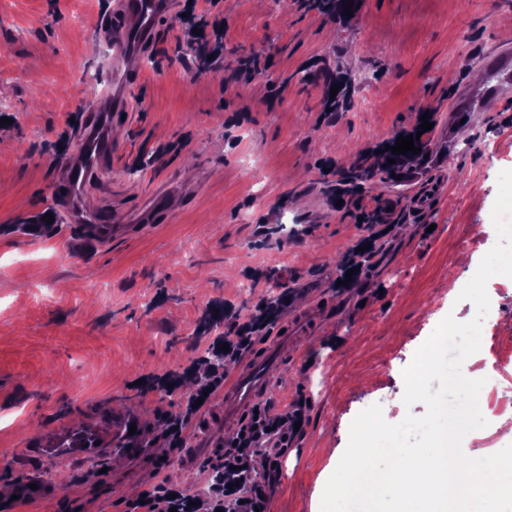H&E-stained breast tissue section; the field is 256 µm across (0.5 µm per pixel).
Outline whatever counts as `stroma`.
Masks as SVG:
<instances>
[{
	"label": "stroma",
	"instance_id": "1",
	"mask_svg": "<svg viewBox=\"0 0 512 512\" xmlns=\"http://www.w3.org/2000/svg\"><path fill=\"white\" fill-rule=\"evenodd\" d=\"M114 0H0V489H11L26 449L62 425L114 420L149 423L156 407L179 413L178 397L139 396L133 382L172 373L188 390L187 368L211 338L197 329L207 306H252L289 295L282 320L323 305L318 334L296 342L273 402L306 403L303 434L288 448L287 470L266 512H321L324 486L362 410L382 407L399 423L426 407L405 406L404 369L446 317L467 322L471 301L449 300L468 283L481 234H493L500 171L512 169V100L472 113L451 131V183L431 210L398 225L382 262L356 288L337 287L345 251L365 225L332 209L319 166L346 170L368 144L441 111L463 84L480 86L483 57L512 47V0H359L352 14L328 18L295 0H224V73L189 71L174 50L177 21L165 23L141 60L144 114L115 124L126 154L113 157L91 195L126 216L141 206L146 170L127 154L189 137L152 173L186 189L172 213L136 235L90 254L69 246L73 228L58 217L32 238L17 224L50 206L65 171L47 151L89 101L107 96L112 47L99 37ZM267 68L250 83L229 81L241 56ZM347 101L322 112L324 72ZM267 270L253 284L248 271ZM494 320L481 349L462 364L479 378L494 354L507 356L500 379L512 384V278L487 284ZM512 422V395H498L485 428L468 433L465 454L505 446L498 425ZM153 456L112 450L78 466L51 463L58 488L21 512H122L121 498L152 488L154 472L189 492H207L198 469L161 466Z\"/></svg>",
	"mask_w": 512,
	"mask_h": 512
}]
</instances>
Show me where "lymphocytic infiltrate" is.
Listing matches in <instances>:
<instances>
[{
  "label": "lymphocytic infiltrate",
  "instance_id": "f902f5d3",
  "mask_svg": "<svg viewBox=\"0 0 512 512\" xmlns=\"http://www.w3.org/2000/svg\"><path fill=\"white\" fill-rule=\"evenodd\" d=\"M184 16L179 20L177 44L189 50L199 69L213 73L224 70V6L223 0H207L206 8H199L196 0H186ZM403 163L404 154L387 150L385 143L370 146L361 154L358 166L340 175L332 198L342 201L348 216L359 224L378 221L379 205L364 194V182L376 165L388 160ZM280 306L274 302L259 301L253 313L240 316L225 310L228 327L224 335L215 337L209 346L211 354L223 355L224 364L209 369L200 389L187 397L183 416L174 417L164 409H157L156 418L163 426L161 438L169 452L178 453L186 445L184 430L197 414L196 400L204 391H217L224 385L226 365L241 359L254 344L272 333ZM301 406L271 413L268 407H259L241 426L235 442L227 443L217 458V468L226 476L224 483H211L206 498L177 491L167 482H159L147 490L145 499H131L127 512H257L267 501L266 490L272 487L281 470V459L294 436V425L301 421Z\"/></svg>",
  "mask_w": 512,
  "mask_h": 512
}]
</instances>
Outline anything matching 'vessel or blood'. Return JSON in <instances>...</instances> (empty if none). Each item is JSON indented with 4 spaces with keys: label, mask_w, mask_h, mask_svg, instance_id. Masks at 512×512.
Masks as SVG:
<instances>
[{
    "label": "vessel or blood",
    "mask_w": 512,
    "mask_h": 512,
    "mask_svg": "<svg viewBox=\"0 0 512 512\" xmlns=\"http://www.w3.org/2000/svg\"><path fill=\"white\" fill-rule=\"evenodd\" d=\"M183 0H116L112 10L104 12L100 32L112 46V95L94 100L90 106L93 118L76 125L68 139L67 150L79 153V164L67 166L62 192L57 199L74 224V242L84 249L101 248L112 242L138 233L141 226L153 223L173 209L184 191L173 182L153 180L140 209L130 223H119L107 212L86 204V190L92 175L107 167L118 150L112 138V126L117 119L137 110L140 62L146 48L157 38L163 22L177 18ZM482 67L487 83L479 94L460 93L448 108V118L435 122L433 128L418 141L425 167L443 165L441 148L450 136L453 123L468 117L473 110L494 109L499 100L512 96V48H498L484 57ZM447 191L445 184L430 181L425 190L409 196L412 212L428 211L434 201ZM321 318L318 305H311L292 321L282 323L281 334L270 343L255 348L242 367L224 381L218 400L224 410V422L231 425L264 397L270 396L283 373L282 355L289 344L315 335ZM111 436L96 425L82 428H60L47 434L44 447L33 454L46 461H89L100 457L108 447ZM17 493L23 501H47L57 493L56 486L43 476L22 474L16 482Z\"/></svg>",
    "instance_id": "vessel-or-blood-1"
}]
</instances>
